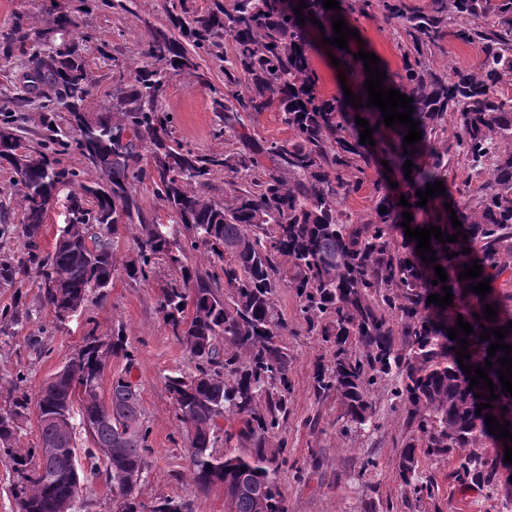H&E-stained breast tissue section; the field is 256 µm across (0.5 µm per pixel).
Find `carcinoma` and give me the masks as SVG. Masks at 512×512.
Listing matches in <instances>:
<instances>
[{
	"label": "carcinoma",
	"mask_w": 512,
	"mask_h": 512,
	"mask_svg": "<svg viewBox=\"0 0 512 512\" xmlns=\"http://www.w3.org/2000/svg\"><path fill=\"white\" fill-rule=\"evenodd\" d=\"M303 2L302 26L289 0H213L204 12L192 11L188 0H164L169 26L150 29L142 65L103 112L90 111L92 80L78 40L93 36L81 31L78 18L53 2L40 28L33 27L29 14L15 13L0 32V49L19 61L24 94L0 98V167L11 170L21 185L24 251L16 260H0V283L12 286L36 267L45 304L64 322L69 311L106 297L116 270L115 239L121 229L137 225L136 257L126 264V275L146 281L160 260L181 271L183 285L164 289L159 310L196 365L193 373L167 376L166 389L186 428L193 487H224V512H286L277 484L280 451L272 445L288 412L290 388L291 359L281 340L285 324L273 314L281 288L296 293L309 328L331 345L330 359L315 369L312 390L318 399L339 398L341 431L372 424L371 391L389 380L391 395L419 432L401 451L402 479L411 483L420 453L435 458L455 453L461 480L494 487L506 467L505 454L485 452L489 441L497 448L503 444L488 431L485 415L512 422V395L502 391L497 374V359L506 351L488 356L496 338L482 341L480 333L507 325L512 315L495 291L482 300L468 287L503 272L501 247L512 240V99L495 93L512 75V0H431L427 10H411L404 0H350L351 12L367 15L378 8L406 37L405 74L388 72L383 84L413 98L411 117L419 122L422 139L408 146L403 142L408 129L385 126L379 108L356 109L317 93L311 55L322 39L311 37L308 24L313 17H334L336 10L324 9L322 0ZM450 15L471 20L455 31L457 39L483 44L477 75L433 68ZM221 56L228 63L226 83L244 88L231 93L234 104L200 66L206 57ZM181 74L210 88L216 132L231 149L202 154L169 143L173 116L161 97L169 79ZM33 103L42 132L37 147L29 149L21 146L17 131ZM270 110L281 114L291 138L258 139L251 133L244 116ZM59 112L67 113L64 128L56 120ZM450 114L471 162L479 166L493 159L492 177L475 210L463 209L447 193L417 205V191L427 184L448 186L442 170L448 167ZM358 116L368 120L380 148L360 143ZM71 151L98 174L96 180L62 165L60 156ZM379 152L392 163L415 164L413 182L404 191L411 207L399 205L400 195L379 182L376 218L359 224L340 210V196L358 188L364 167ZM219 171L225 177L222 202L205 198ZM146 181L173 223L187 229L176 255L157 225L144 218L136 186ZM67 187L73 232L44 254L38 235L49 207ZM453 210L462 223L458 229L451 224ZM405 211L412 213L410 226L458 232V242L431 239L437 262L422 261L417 242L405 238ZM445 247L457 256L448 258ZM466 248L471 252L463 253ZM198 251L207 254L211 269L188 265ZM476 259L482 274L456 281L461 291L450 306L427 303L429 295L443 294V282L432 284L433 266L459 274ZM488 305L498 311L496 317H473L484 315ZM460 315L474 330L467 337L471 357L463 363L474 369L488 359L493 364L488 374L498 399L480 414L479 404L492 392L470 387L471 376L457 361L455 348L464 334L452 340L448 328L456 327ZM114 358L133 360L123 328L110 336L88 330L77 352L41 389L35 403L38 442L28 448L15 447V440L31 400L10 389V409L0 412V457L16 475L13 494L26 499L27 512L83 507V499L72 498L80 474L60 439L77 383L92 385L79 409L92 445L85 460L93 472L104 461L112 512H186L187 504L172 498L149 508L139 500L149 437L139 393L120 372L112 378L110 404L98 394ZM227 416L237 428L224 431L219 453L214 450L218 419ZM103 448L112 449L111 455L98 454Z\"/></svg>",
	"instance_id": "1"
}]
</instances>
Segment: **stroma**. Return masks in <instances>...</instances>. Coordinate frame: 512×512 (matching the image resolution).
<instances>
[{
    "mask_svg": "<svg viewBox=\"0 0 512 512\" xmlns=\"http://www.w3.org/2000/svg\"><path fill=\"white\" fill-rule=\"evenodd\" d=\"M162 0H133L129 10H101L84 16L93 38L80 48L93 79L92 111L110 107L121 76L130 74V65L140 58L147 37V24L166 26ZM349 28L358 35L346 48L319 51L311 58L318 75V90L326 96L357 90V77L347 75L341 61L364 50L375 54L393 73H402L404 34L382 16L347 14ZM437 53L439 64L451 70L475 72L484 57L481 43L467 44L446 37ZM108 56H101V49ZM211 88L185 76L172 77L161 98L174 115L173 140L199 152L220 154L228 144L215 134L216 117L211 107ZM448 190L459 204L475 209L491 177L489 166L474 167L458 146L456 135L448 137ZM402 182L401 170H385L382 164L366 168L360 189L346 195L340 208L355 221L365 223L375 217V181ZM119 265L104 300L86 304L79 318L56 321L39 297L40 279L29 274L22 285L0 286V310L19 313L18 324L0 322V412L6 411L7 389L16 373H24V390L37 396L45 382L73 356L89 327L108 333L124 328L133 347L134 361L116 359L105 370L100 389L108 398L112 377L129 371V379L140 394L142 422L148 427V470L140 488V499L153 504L162 498L187 502L188 512H224V489L201 492L190 484L187 470L186 435L176 417L165 379L176 372H190L195 360L172 336L158 309L162 288L180 279V270L159 264L149 282L127 277L125 262L134 255L131 235L118 240ZM274 311L287 324L282 338L291 358L288 412L281 421L277 440L286 445L287 461L278 473L287 512H507L503 487L488 488L461 482L455 458L419 457L416 478L431 484L432 495L416 493L413 485L399 475V457L413 434L401 410L393 408L388 388L373 394L378 428L340 434L336 418L340 405L335 396L315 398L311 377L315 364L327 357L320 336L310 331L299 313V300L292 289H279Z\"/></svg>",
    "mask_w": 512,
    "mask_h": 512,
    "instance_id": "stroma-1",
    "label": "stroma"
}]
</instances>
